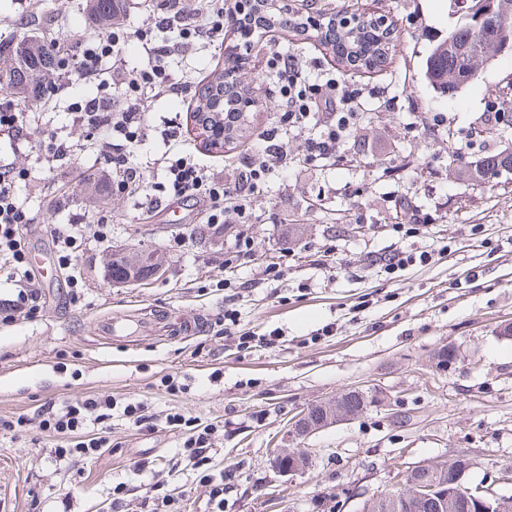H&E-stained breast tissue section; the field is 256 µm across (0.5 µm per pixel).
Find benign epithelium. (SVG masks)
<instances>
[{"label":"benign epithelium","mask_w":512,"mask_h":512,"mask_svg":"<svg viewBox=\"0 0 512 512\" xmlns=\"http://www.w3.org/2000/svg\"><path fill=\"white\" fill-rule=\"evenodd\" d=\"M115 250L105 254L103 271L106 282L114 287L143 284L159 279L166 272L163 256L149 253L148 274L142 276L129 272L128 278L112 280L111 261ZM359 400L355 410L343 405V397L310 405L291 424L288 433L296 439L306 440L311 436L338 423L356 418L364 409L375 402L359 389L344 392V397ZM311 455L303 448H280L277 450L274 467L281 476L302 474L311 464ZM471 466L466 457H457L440 469L431 464L411 466L405 471L403 488L396 492L380 494L363 503L362 512H500L506 497L497 495L492 488L483 485L470 486L466 474Z\"/></svg>","instance_id":"obj_1"}]
</instances>
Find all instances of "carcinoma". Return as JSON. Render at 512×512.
I'll return each instance as SVG.
<instances>
[{
    "mask_svg": "<svg viewBox=\"0 0 512 512\" xmlns=\"http://www.w3.org/2000/svg\"><path fill=\"white\" fill-rule=\"evenodd\" d=\"M119 2L121 0H91L90 9L96 22L102 26L111 24ZM245 3L248 4L247 20L259 15L263 24L275 31L306 34L304 21L288 16L286 8L278 4V0H245ZM471 3L476 12L483 14L485 21L495 23L493 41L474 50L467 73L463 72L459 50L473 44L475 29L472 24H466L432 49L427 59L426 79L433 90L441 94L452 96L477 80L480 72L494 60L500 44L507 42L512 47V0H471ZM330 19L332 23L326 25V29L331 41L324 40L322 44L333 59L344 67L368 71L385 66L389 53L395 48L390 29L382 27L372 16L358 31L344 28V16L339 12ZM38 37H43V29L32 28L30 33L9 43L13 65L0 71V76L26 108L37 106L42 96L52 90L50 75L57 66V57L52 49L28 51V44L36 42ZM221 82L224 83V101L219 112H232L238 118L244 117L248 93L236 85L225 83L224 71L213 72L211 83ZM509 156H512V151H502L476 161H462L458 176L470 186H482L506 173L503 162Z\"/></svg>",
    "mask_w": 512,
    "mask_h": 512,
    "instance_id": "carcinoma-1",
    "label": "carcinoma"
}]
</instances>
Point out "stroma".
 Masks as SVG:
<instances>
[{"label": "stroma", "mask_w": 512, "mask_h": 512, "mask_svg": "<svg viewBox=\"0 0 512 512\" xmlns=\"http://www.w3.org/2000/svg\"><path fill=\"white\" fill-rule=\"evenodd\" d=\"M88 0H0V42L19 36V18L38 17L52 37L79 51L98 27ZM467 0H326L339 10L384 16L399 41L376 72L348 71L354 87L373 92L370 112L340 159L312 177L295 180L274 168L251 202V222L229 224L219 240L202 237L207 209L179 202L173 212H141L133 199L94 190L85 175L96 153L70 112L93 94L76 83L37 108L40 130L71 138L70 159L45 171L22 197L38 215L27 236L31 250L53 249L49 224L70 213L108 219V241L92 242L76 259L87 286L83 308L69 307L64 272L50 266L42 280L41 320L0 327V415L33 414L53 397L90 395L141 401L154 427L139 430L112 417V446L92 463L52 465L56 439L36 431L0 433V512H106L113 485L127 483L129 512H150L152 481L163 482L179 512H211L210 486L181 458L188 433L170 428L179 412L213 428L210 469L231 471L224 512H360L364 500L395 490L403 472L418 464L466 456L467 480L493 484L512 496V180L470 188L458 180L457 160L512 151V128L477 140L467 130L493 115L503 90L512 88V51L499 54L478 80L453 97L433 92L425 79L432 47L469 20ZM227 51L190 52L177 73L185 96L150 105L156 132L136 155L150 181L161 182L162 154L191 152L211 173L233 180L234 167L253 154L262 132L281 110L276 81L264 54L252 53L240 76L255 106L246 113L240 144L204 148L193 123L182 141L163 143L164 121L201 106L202 80L223 68ZM66 194L69 212L55 201ZM436 211L433 228L404 239L392 226L412 208ZM482 227L480 235L471 225ZM253 255L234 272L224 260L238 230ZM156 251L167 260L164 278L124 288L103 279L107 245ZM436 250L434 261L393 275L378 260L396 250ZM278 263L282 274L265 268ZM235 312L240 328L278 331L279 343L237 352L216 320ZM117 318L112 335L99 325ZM329 335H322L325 326ZM443 346L456 352L447 370L434 366ZM183 384L169 393L160 380ZM358 388L376 403L356 419L301 441L289 438L291 419L303 408ZM307 448L311 467L286 478L274 466L276 448Z\"/></svg>", "instance_id": "stroma-1"}]
</instances>
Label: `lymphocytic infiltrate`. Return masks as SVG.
I'll list each match as a JSON object with an SVG mask.
<instances>
[{
	"instance_id": "obj_1",
	"label": "lymphocytic infiltrate",
	"mask_w": 512,
	"mask_h": 512,
	"mask_svg": "<svg viewBox=\"0 0 512 512\" xmlns=\"http://www.w3.org/2000/svg\"><path fill=\"white\" fill-rule=\"evenodd\" d=\"M240 4L241 0H205L201 9L189 13L181 0H160L145 31L138 34L146 60L137 67H126L128 34L117 27L96 33L78 54L64 59L60 74L65 81L78 80L98 87L96 95L78 102L74 123L84 129L89 141L98 144L101 171L111 178L113 192L135 199L140 208L153 210L164 198L197 197L209 208V223H249L251 197L265 182L272 163L286 166L293 173L325 166L337 158L363 118V90L348 84L341 74L324 79L310 77L295 56L272 48L274 35L261 26L254 43L268 50L267 67L279 86L284 110L266 129L254 155L244 160L232 182L208 173L191 159L165 156L161 159L165 182H148L135 162L139 147L155 132L169 142L182 135V124L176 116L167 120L164 129L154 130L149 103L157 97L187 92V85L173 78V64L197 45L222 46L225 28L239 18ZM34 132L30 113L18 111L13 103H0V133L26 144L39 160L38 166L19 168L13 156L0 157V274L14 293L13 299L0 304L1 327L36 321L45 307L40 277L28 260L25 241L38 218L21 200L19 186L40 181L42 165L66 160L74 151L68 138L50 134L38 139ZM290 134L300 136L303 146L301 157L292 162L282 148L283 138ZM109 232L107 220L91 223L82 216L70 224L51 225L57 264L67 274L70 305L81 306L86 295L83 279L74 270L78 252L91 239L107 237ZM113 406L108 396L94 395L80 402L50 399L33 416L0 418V432L28 426L48 437L72 439V447L52 449V462H90L112 445ZM166 422L176 429H190L181 454L200 470L202 480L210 483L212 500L223 504L224 485L214 481L208 471L210 429L195 428L192 419L178 412L167 414Z\"/></svg>"
}]
</instances>
